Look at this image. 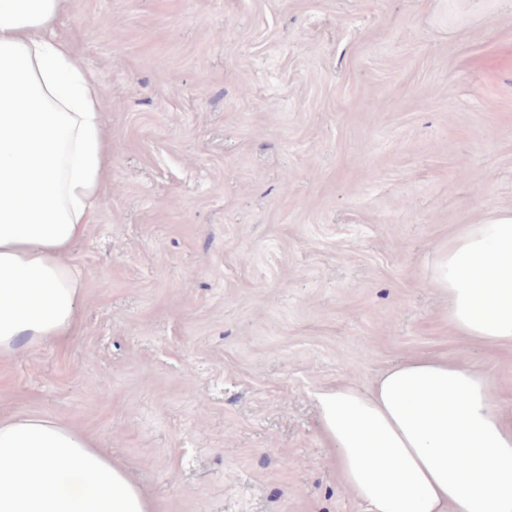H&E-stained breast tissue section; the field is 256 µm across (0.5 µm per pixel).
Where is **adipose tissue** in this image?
I'll return each instance as SVG.
<instances>
[{"label":"adipose tissue","mask_w":512,"mask_h":512,"mask_svg":"<svg viewBox=\"0 0 512 512\" xmlns=\"http://www.w3.org/2000/svg\"><path fill=\"white\" fill-rule=\"evenodd\" d=\"M66 0H0V359L69 339L112 142L96 78L56 23ZM458 335L512 346V212L464 224L432 272ZM341 480L366 512H512V408L473 366L413 356L369 390L316 393ZM0 512H153L96 441L0 420Z\"/></svg>","instance_id":"1"}]
</instances>
